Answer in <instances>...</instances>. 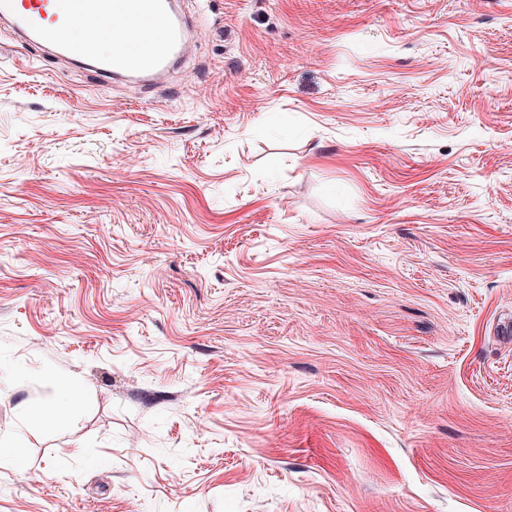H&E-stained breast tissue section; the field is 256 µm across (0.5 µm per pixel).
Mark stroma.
Segmentation results:
<instances>
[{
  "instance_id": "obj_1",
  "label": "stroma",
  "mask_w": 512,
  "mask_h": 512,
  "mask_svg": "<svg viewBox=\"0 0 512 512\" xmlns=\"http://www.w3.org/2000/svg\"><path fill=\"white\" fill-rule=\"evenodd\" d=\"M177 5L0 23V512H512V0ZM91 18L93 27L76 37ZM0 20L21 43L52 47L106 79L157 82L191 42L190 25L169 0H0ZM81 402V390L78 386H65L57 400L41 407H34L31 414L42 420H51L56 423H64Z\"/></svg>"
}]
</instances>
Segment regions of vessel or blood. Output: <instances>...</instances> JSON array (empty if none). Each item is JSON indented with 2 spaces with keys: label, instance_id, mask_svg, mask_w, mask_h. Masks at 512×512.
<instances>
[{
  "label": "vessel or blood",
  "instance_id": "obj_1",
  "mask_svg": "<svg viewBox=\"0 0 512 512\" xmlns=\"http://www.w3.org/2000/svg\"><path fill=\"white\" fill-rule=\"evenodd\" d=\"M0 20L106 79L159 81L191 42L172 0H0Z\"/></svg>",
  "mask_w": 512,
  "mask_h": 512
}]
</instances>
